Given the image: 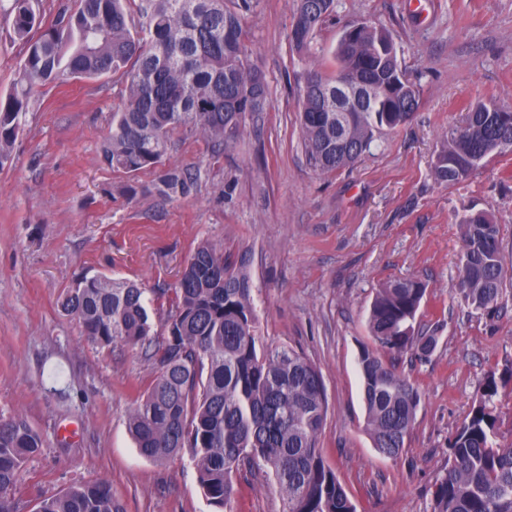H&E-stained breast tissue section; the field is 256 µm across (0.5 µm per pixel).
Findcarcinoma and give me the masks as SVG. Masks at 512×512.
Here are the masks:
<instances>
[{"mask_svg": "<svg viewBox=\"0 0 512 512\" xmlns=\"http://www.w3.org/2000/svg\"><path fill=\"white\" fill-rule=\"evenodd\" d=\"M14 41L25 52L13 89L0 98V168L11 159L36 88L72 79H124L123 107L101 149L108 168L135 176L153 170L150 191L165 199L190 195L195 180L166 165L179 130L218 145L247 114L267 104L264 77L250 59L243 12L249 0H75L43 27L39 0H8ZM334 0H297L291 39L308 57L298 101L308 164L322 174L353 166L381 136L406 124L419 93L406 77L388 32L365 22L343 31L332 73L310 57L311 42ZM512 153V111L478 105L448 130L434 164L435 180L456 183L490 157ZM458 290L486 310L503 298L505 259L499 227L476 211L460 222ZM427 285L390 281L371 303V342L357 365L366 430L375 447L399 456L421 402L419 389L385 357L427 355L432 334L415 332ZM167 311L168 335L151 337L149 304ZM83 336L102 345L144 350L152 380L130 409L128 431L139 454L164 463L187 450L213 512H232L233 475L265 469L282 512H357L321 455L327 396L319 368L286 346L264 347L247 266L224 245L199 243L171 292L147 297L142 284L96 275L61 302ZM491 376L483 400L450 442L432 512H512V444L494 435ZM43 448L39 433L17 414L0 420V512H17L11 496L26 462ZM35 512H124L112 485L94 479L40 499Z\"/></svg>", "mask_w": 512, "mask_h": 512, "instance_id": "1", "label": "carcinoma"}]
</instances>
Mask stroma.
<instances>
[{
    "instance_id": "obj_1",
    "label": "stroma",
    "mask_w": 512,
    "mask_h": 512,
    "mask_svg": "<svg viewBox=\"0 0 512 512\" xmlns=\"http://www.w3.org/2000/svg\"><path fill=\"white\" fill-rule=\"evenodd\" d=\"M295 9L296 0H251L247 43L270 104L220 147L175 135L167 163L194 174L187 197L150 193L153 172L131 178L101 163L121 83L72 80L33 97L0 168V420L22 414L44 442L13 492L21 512L97 477L124 512H212L189 453L152 463L127 431L150 381L143 351L89 343L61 308L86 276L174 287L203 240L245 258L263 343L291 346L320 369L322 455L358 512H431L449 443L491 375L496 439L512 444V285L493 311L472 310L457 292L465 210L492 212L512 268V153L454 184L432 173L443 134L473 107L512 111V0H424L419 13L409 0H336L334 21L313 39L317 60L330 64L350 23L384 28L420 106L330 175L307 164L296 120L307 61L291 48ZM408 276L428 285L415 328L438 343L397 364L421 402L390 458L365 429L357 358L377 289ZM233 481L234 512H282L272 481L246 472Z\"/></svg>"
}]
</instances>
